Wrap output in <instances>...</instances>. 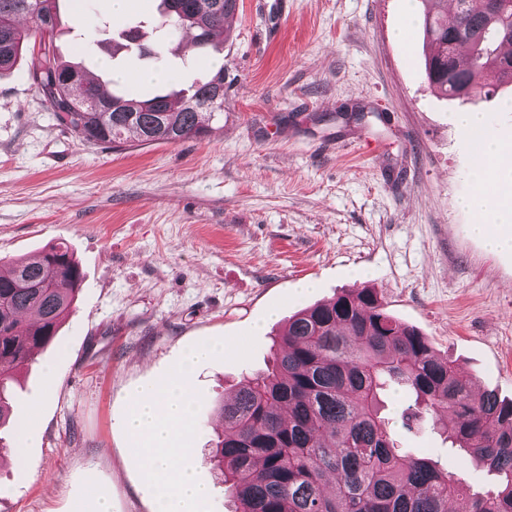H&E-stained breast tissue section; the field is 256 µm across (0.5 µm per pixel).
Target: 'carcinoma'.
Returning a JSON list of instances; mask_svg holds the SVG:
<instances>
[{
  "label": "carcinoma",
  "mask_w": 512,
  "mask_h": 512,
  "mask_svg": "<svg viewBox=\"0 0 512 512\" xmlns=\"http://www.w3.org/2000/svg\"><path fill=\"white\" fill-rule=\"evenodd\" d=\"M422 19L428 82L442 96L472 103L512 84V37L492 33L512 19V0H447ZM40 0H0V72L12 69L24 41L40 37L41 55L28 70L60 123L84 143H176L212 132L204 117L224 114L213 104L224 70L183 83L168 94L106 92L81 61L64 59L54 44L61 27L58 0L48 18ZM237 0H160L155 22L160 63L185 30L204 55L223 52L213 38ZM0 272V424L11 415L7 383L35 362L56 335L79 292L82 272L69 247L53 244L34 259ZM390 389L413 398L402 415L412 428L426 417L452 414L448 439L500 478L473 491L462 475L427 453L401 451L382 414ZM224 433L214 459L235 512H512V401L477 392L470 376L439 356L416 328L389 314L373 288L345 292L289 320L267 371L246 380L219 409Z\"/></svg>",
  "instance_id": "carcinoma-1"
}]
</instances>
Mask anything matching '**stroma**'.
I'll use <instances>...</instances> for the list:
<instances>
[{
	"label": "stroma",
	"mask_w": 512,
	"mask_h": 512,
	"mask_svg": "<svg viewBox=\"0 0 512 512\" xmlns=\"http://www.w3.org/2000/svg\"><path fill=\"white\" fill-rule=\"evenodd\" d=\"M239 0L211 136L123 149L80 142L28 76L0 73V262L65 243L82 291L35 363L16 374L0 427V512H154L156 487L126 432L133 395L175 376L184 352L223 343L192 378L187 462L211 489L188 512H233L212 450L218 404L264 370L300 309L359 288L417 327L477 390L512 399V252L489 251L460 201L471 193L458 101L424 75L415 0ZM159 0L121 19L59 0L62 55L98 70L158 69ZM106 21L108 40L88 32ZM139 49H122L124 33ZM303 281L318 285L301 297ZM397 445L423 449L472 489L497 475L430 424L406 430L410 399L387 393Z\"/></svg>",
	"instance_id": "obj_1"
}]
</instances>
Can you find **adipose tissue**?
Returning <instances> with one entry per match:
<instances>
[{"label":"adipose tissue","mask_w":512,"mask_h":512,"mask_svg":"<svg viewBox=\"0 0 512 512\" xmlns=\"http://www.w3.org/2000/svg\"><path fill=\"white\" fill-rule=\"evenodd\" d=\"M453 122L460 129L481 135L471 172L473 193L462 202L463 208L474 214L472 231L489 250H512V233L501 232L487 224L484 217L493 195L498 198L499 213L512 216V191H495L491 181L495 170L512 165V143L488 130L482 113L458 112ZM221 349V344L211 343L187 351L177 375L145 386L131 404L128 428L143 470L158 490L156 512H186L187 504L201 501L208 494L195 468L183 464L182 457L196 401L191 389L192 373L199 361Z\"/></svg>","instance_id":"ef3b65f1"}]
</instances>
